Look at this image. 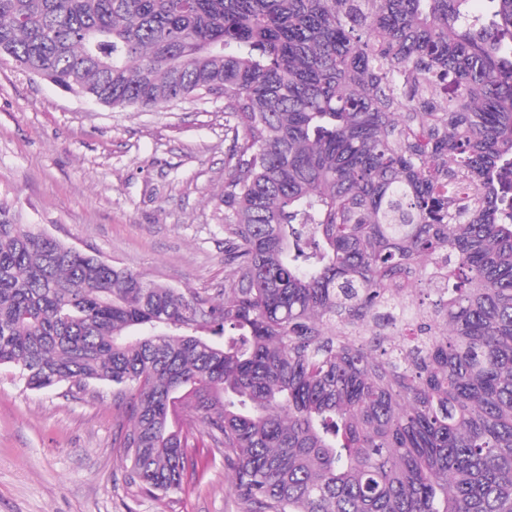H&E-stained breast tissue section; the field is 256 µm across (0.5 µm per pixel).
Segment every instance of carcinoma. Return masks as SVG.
<instances>
[{
	"mask_svg": "<svg viewBox=\"0 0 512 512\" xmlns=\"http://www.w3.org/2000/svg\"><path fill=\"white\" fill-rule=\"evenodd\" d=\"M0 0V58L111 108L224 99V288L0 204V366L112 384L126 477L244 512H512V0Z\"/></svg>",
	"mask_w": 512,
	"mask_h": 512,
	"instance_id": "obj_1",
	"label": "carcinoma"
}]
</instances>
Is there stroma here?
Wrapping results in <instances>:
<instances>
[{
    "instance_id": "1",
    "label": "stroma",
    "mask_w": 512,
    "mask_h": 512,
    "mask_svg": "<svg viewBox=\"0 0 512 512\" xmlns=\"http://www.w3.org/2000/svg\"><path fill=\"white\" fill-rule=\"evenodd\" d=\"M226 150L223 100L114 110L0 60V202L149 280L223 287ZM123 421L110 385L32 391L0 367V512H242L204 437L180 490L127 485Z\"/></svg>"
}]
</instances>
